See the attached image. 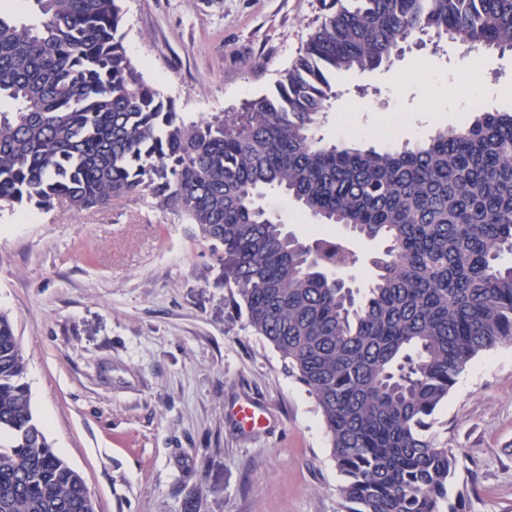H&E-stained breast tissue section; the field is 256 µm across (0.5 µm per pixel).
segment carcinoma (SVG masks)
Returning <instances> with one entry per match:
<instances>
[{
	"mask_svg": "<svg viewBox=\"0 0 512 512\" xmlns=\"http://www.w3.org/2000/svg\"><path fill=\"white\" fill-rule=\"evenodd\" d=\"M0 15V207L49 212L147 194L222 248L248 325L317 403L344 478L340 512H464L433 416L480 353L512 341V111L385 148L317 130L337 78L445 40L512 52V0H327L269 92L184 123L127 57L120 0H33ZM276 190L321 224L385 243L363 290L340 240L305 243L258 203ZM0 311V512H85L83 477L33 415Z\"/></svg>",
	"mask_w": 512,
	"mask_h": 512,
	"instance_id": "cac0c4a2",
	"label": "carcinoma"
}]
</instances>
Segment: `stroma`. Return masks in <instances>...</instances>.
Listing matches in <instances>:
<instances>
[{"instance_id": "stroma-1", "label": "stroma", "mask_w": 512, "mask_h": 512, "mask_svg": "<svg viewBox=\"0 0 512 512\" xmlns=\"http://www.w3.org/2000/svg\"><path fill=\"white\" fill-rule=\"evenodd\" d=\"M121 31L146 83L184 121L239 108L271 89L324 15L322 0H121ZM411 49L339 82V103L368 102L319 134L371 144L426 138L471 104L512 109V53ZM431 60L419 76L414 64ZM472 101L451 105L449 91ZM262 203L308 241L349 239L283 196ZM224 265L195 225L148 195L102 208H0V311L27 364L35 417L86 480L97 512H338L342 478L314 398L233 310ZM271 416L240 430L243 400ZM429 435L456 451L468 512H512V343L473 359Z\"/></svg>"}]
</instances>
